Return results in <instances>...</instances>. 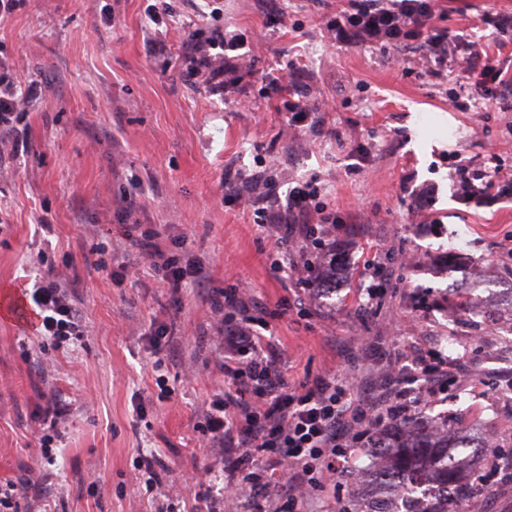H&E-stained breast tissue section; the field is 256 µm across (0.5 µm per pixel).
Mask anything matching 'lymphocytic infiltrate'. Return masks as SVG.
<instances>
[{
  "label": "lymphocytic infiltrate",
  "mask_w": 512,
  "mask_h": 512,
  "mask_svg": "<svg viewBox=\"0 0 512 512\" xmlns=\"http://www.w3.org/2000/svg\"><path fill=\"white\" fill-rule=\"evenodd\" d=\"M238 36L225 34L223 28L211 30L208 37L195 39L189 45L190 75H202L216 92L238 86L242 79L239 64L225 59L224 54L236 50ZM236 201L261 207L263 221L277 248L288 246L287 238L278 234L282 211L309 217L303 230L312 235L311 245H299V259L292 269L296 284L311 287V272L335 268L336 258L325 238L330 219L317 203L318 189L305 182L291 188L286 209L277 205L276 187L268 181L252 179L234 189ZM124 237L138 251L135 258L111 269L106 246H98L97 265L107 270L115 286H122L135 275L139 259H147L164 287L181 292L188 283L204 286L200 261L182 258L180 248L185 236L162 235L139 224L126 225ZM240 286L214 289L212 303L222 314V331L228 338L221 367L231 382V391L211 403L207 414V440L214 444L240 443L241 450L226 458L224 495L226 498L251 496L256 512H301L304 500L336 483V465L352 444L369 438L372 428L385 421L408 416L411 411L431 404L445 391L449 373L469 378L462 366L449 369L446 361L428 362L417 356L415 362L421 379L405 375L402 369H391L394 382L391 401L386 408L352 399L355 379L319 376L295 388L286 381L265 354L251 322L233 320L230 311L241 306ZM36 310L38 336L61 346L88 333L79 309L64 283L55 272H47L36 280L29 294ZM287 479L286 499L270 496L268 490L279 479Z\"/></svg>",
  "instance_id": "lymphocytic-infiltrate-1"
}]
</instances>
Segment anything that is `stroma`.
Instances as JSON below:
<instances>
[{"mask_svg":"<svg viewBox=\"0 0 512 512\" xmlns=\"http://www.w3.org/2000/svg\"><path fill=\"white\" fill-rule=\"evenodd\" d=\"M434 25L477 44L512 71V0H434ZM346 0H26L0 18V62L32 104L0 139L23 138L21 156L0 152V288L23 296L47 269L65 282L88 336L55 348L18 318H0V490L22 485L13 512H206L224 480L227 448L200 432L225 389L210 291L225 272L247 283L245 308L268 337L288 385L325 373L357 375L356 396L386 399L385 371L408 350L466 356L472 381L414 415L449 436L495 434L512 453V312L482 297L512 290V195L476 201L457 191L455 169L512 173V82L480 94L456 70H436L420 39L351 43ZM221 24L241 37L244 87L224 95L186 75L195 29ZM162 45L151 53L153 45ZM288 81L317 111L286 122L270 79ZM272 179L280 196L310 180L334 217L331 242L344 269L332 289L295 287L272 266L268 232L253 207L224 197L225 179ZM187 236L207 285L172 297L147 263L131 285L95 264L97 244L127 258L117 219ZM466 246L449 249L458 229ZM384 269L366 304L368 266ZM173 334L154 346L151 333ZM161 370H154L155 361ZM69 405L54 459L42 455L39 415ZM160 483L146 490L144 459ZM365 482L338 476L336 491L368 508L383 489L367 445L349 449ZM211 470L212 483L193 477Z\"/></svg>","mask_w":512,"mask_h":512,"instance_id":"stroma-1","label":"stroma"}]
</instances>
